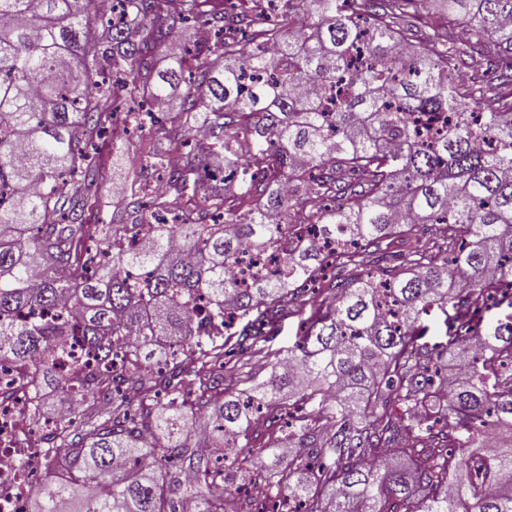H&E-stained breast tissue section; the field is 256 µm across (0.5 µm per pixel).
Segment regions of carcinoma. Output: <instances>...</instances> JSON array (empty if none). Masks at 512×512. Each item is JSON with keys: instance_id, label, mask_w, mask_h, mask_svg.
<instances>
[{"instance_id": "carcinoma-1", "label": "carcinoma", "mask_w": 512, "mask_h": 512, "mask_svg": "<svg viewBox=\"0 0 512 512\" xmlns=\"http://www.w3.org/2000/svg\"><path fill=\"white\" fill-rule=\"evenodd\" d=\"M0 0V365L27 379L31 418L45 390L90 394L111 410L70 430L45 420L49 474L29 512H226L254 474L288 490V512H512V0H439L448 24L419 41V0ZM194 22L213 33L191 46ZM470 49L495 63L499 92L466 111ZM162 49L169 59L153 66ZM135 73L148 107L177 104L195 140L176 162L154 150L140 170L164 191L200 197L223 222L156 224L134 249L116 223H87L99 190L90 154L108 135L120 81ZM283 182L303 185L293 199ZM424 225L404 253L381 240ZM282 249L242 288L232 265ZM444 252L436 258L434 252ZM331 301L312 303L301 355L227 372L245 385L218 401L224 344L244 318L270 323L328 259ZM446 315L448 343H416L421 316ZM453 314H448V310ZM82 342L94 365L57 369L51 349ZM167 401L124 405V386ZM195 395L186 405L184 393ZM305 409L253 454L258 415ZM196 435L187 471H168ZM306 456L280 467L284 448ZM184 487V496L172 497Z\"/></svg>"}]
</instances>
